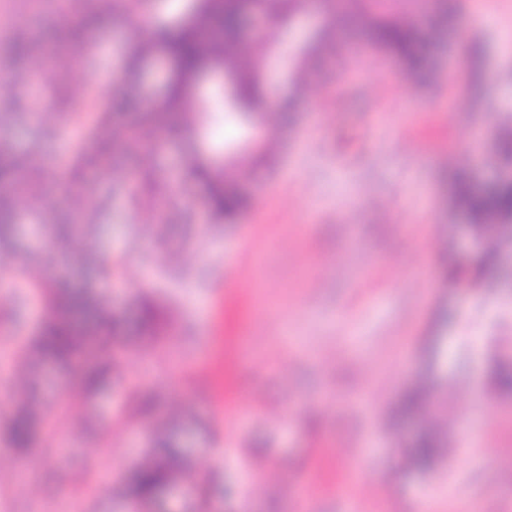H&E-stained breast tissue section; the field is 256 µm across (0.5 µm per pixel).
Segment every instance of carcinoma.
<instances>
[{"instance_id":"cac0c4a2","label":"carcinoma","mask_w":512,"mask_h":512,"mask_svg":"<svg viewBox=\"0 0 512 512\" xmlns=\"http://www.w3.org/2000/svg\"><path fill=\"white\" fill-rule=\"evenodd\" d=\"M304 0H203L196 8L192 20L183 28L166 32L162 41L141 42L133 50V59L140 61L159 51L166 52L175 64L174 83L162 101L138 109L131 121L116 137L112 132V116L106 115L98 125L79 142L74 154L75 166L71 180L80 179L83 170L95 168L105 174L117 169L118 145L121 142L149 152L157 147V140L148 138L150 132L169 127V121L184 116L172 112L183 105V91L188 76L198 74L208 65L222 66L233 77L232 102L242 109L241 115L255 118L258 113L273 106L283 110L293 105V100L273 103L264 96L261 66L266 58L267 41L260 36L253 40L249 52L236 49L240 41V21L245 14L282 21L305 7ZM321 8L326 19L315 43L303 53L293 87L294 94H301L309 84L312 59L315 55L332 52L345 40L346 31L353 25L365 24L369 28L371 45L397 59L410 75L418 72L425 60L426 30L409 16L386 17L375 14L369 0H322ZM454 18L448 0H432L429 26L448 24ZM16 164L0 156V184L15 181ZM207 200L213 222L217 225L232 223L246 208L248 198L241 192L224 187V180H209ZM452 200L467 211L476 229L485 238L480 264L492 262L499 251L512 245V178L499 181L490 191L480 192L466 177L457 178ZM17 214L7 206L0 207V245H13L17 241ZM97 225L87 222L84 215H71L65 222L50 225L49 231L58 244L57 261L67 265L71 261V244L93 237ZM82 266L100 279L112 276V260L105 259L87 249ZM26 287L41 293L52 309L34 345L44 359L64 364L84 355V344L77 336L80 322L95 325L96 350L100 360L88 363L82 370V379L90 393L99 391L112 374V361L120 351L117 330L118 319L102 306L89 289L72 290L64 280L47 282L40 278L27 281ZM494 388L504 394L512 393V365H501L494 372ZM432 387L422 379L407 389L392 414L397 423L420 417L428 406ZM39 419L31 410L13 414L7 422L11 445L29 448L37 433ZM442 451L439 441L429 430L422 431L411 443L407 456L415 463L427 465ZM173 458L141 464L132 482L125 483V494L139 503L151 500L164 486Z\"/></svg>"}]
</instances>
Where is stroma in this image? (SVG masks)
<instances>
[{
    "label": "stroma",
    "mask_w": 512,
    "mask_h": 512,
    "mask_svg": "<svg viewBox=\"0 0 512 512\" xmlns=\"http://www.w3.org/2000/svg\"><path fill=\"white\" fill-rule=\"evenodd\" d=\"M195 0H141L85 23L80 0H0V149L30 158L47 198L17 192L15 249H0V512H132L117 490L155 453H177L169 512H512V394L491 374L512 364V248L488 267L469 216L451 203L454 173L479 190L512 174L500 138L512 130V0H456L435 32L430 76L406 79L401 62L368 43L326 58L269 166L250 152L277 127L242 121L223 74L189 83L190 116L152 158L127 152L115 182L92 169L83 189L65 173L81 134L69 123L76 87L127 71L132 44L184 21ZM323 23L308 6L267 26L264 72L287 90ZM82 29L95 51L68 66L62 35ZM30 49L28 71L11 48ZM165 55L137 71L141 98L164 97ZM221 157L249 199L236 223L212 226L189 162ZM162 181L142 180L145 169ZM42 213L96 207L98 247L112 278L60 268L30 205ZM90 285L110 300L126 350L110 382L85 393L75 365L35 358L46 318L22 291L33 271ZM155 313L147 335L143 309ZM433 381L427 419L446 445L429 467L404 451L418 421L392 425L400 394ZM156 400L155 425L132 414ZM66 413L33 447H12V410ZM256 480L241 490L243 476Z\"/></svg>",
    "instance_id": "35a3bbf8"
}]
</instances>
